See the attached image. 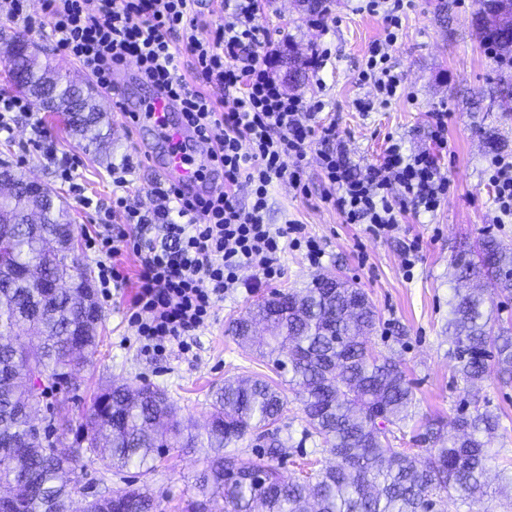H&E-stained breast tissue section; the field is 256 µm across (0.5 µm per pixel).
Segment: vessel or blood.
<instances>
[{
	"mask_svg": "<svg viewBox=\"0 0 512 512\" xmlns=\"http://www.w3.org/2000/svg\"><path fill=\"white\" fill-rule=\"evenodd\" d=\"M173 105L162 95L155 96L145 117L152 124L159 139L165 144V153L157 166L160 179L172 182L184 193L205 194L209 185L200 181L199 160L209 159L210 148L197 130L185 123L173 122Z\"/></svg>",
	"mask_w": 512,
	"mask_h": 512,
	"instance_id": "1",
	"label": "vessel or blood"
}]
</instances>
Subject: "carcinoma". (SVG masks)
Returning <instances> with one entry per match:
<instances>
[{
    "instance_id": "cac0c4a2",
    "label": "carcinoma",
    "mask_w": 512,
    "mask_h": 512,
    "mask_svg": "<svg viewBox=\"0 0 512 512\" xmlns=\"http://www.w3.org/2000/svg\"><path fill=\"white\" fill-rule=\"evenodd\" d=\"M475 33L495 55L512 60V10L499 0H477ZM21 39L13 37L6 51ZM11 77L29 82L58 100L70 131L101 151L106 116L84 85L55 75L44 80L37 63L13 52ZM48 198L28 196L21 187L0 197V490L26 492L22 512H69L81 494L84 462L103 469L135 466L147 473L174 448H208L211 456L199 477L201 498L188 512H432L442 497L469 505L487 494L485 448L502 428L501 417L479 405L457 410L445 422H421L417 441L427 455L392 448L393 427L401 425L416 394L398 360L375 353L369 336L379 314L365 291L347 280L327 284L318 278L308 288L275 291L232 322L231 335L250 343L244 327L266 322L271 309L288 302L277 333L257 342L259 356L277 372L290 375L308 434L327 447L334 463L315 477H285L278 458L282 445L255 458L225 463L224 447L248 435L278 430L284 390L264 375L226 383L212 395L211 423L205 434L177 419L165 391L143 384L131 390L108 387L96 393L84 421L66 419L40 430L26 408H38L47 391L75 386L77 375L98 351L101 309L86 266L52 242L73 238L63 207ZM460 281L449 301L448 354L455 374L472 390L494 366L497 377L512 381V321L486 308L485 292L512 296V246L488 236L476 258L453 256ZM31 267L45 281L67 284L60 290L38 288L18 275ZM73 442L61 450L68 434ZM154 496L129 482L87 502L84 512H155Z\"/></svg>"
}]
</instances>
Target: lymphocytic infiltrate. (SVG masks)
<instances>
[{"label":"lymphocytic infiltrate","mask_w":512,"mask_h":512,"mask_svg":"<svg viewBox=\"0 0 512 512\" xmlns=\"http://www.w3.org/2000/svg\"><path fill=\"white\" fill-rule=\"evenodd\" d=\"M195 0H0V19H23L28 32H49L96 81L111 89L125 66L138 79L165 93L183 121L198 127L212 145L214 165L224 176L210 194L190 197L158 182L151 205L130 202L128 166L112 169V184L132 231L104 229L97 247L98 284L123 287L128 277L115 261L123 248L139 259L137 292L129 318L149 348L185 346L187 337L207 325L226 293L245 287L244 272L255 284H272L283 275L280 253L300 225L265 221L269 196L278 184L304 192L302 161L314 143L327 180L324 194L347 223L365 225L380 236L398 223L396 204L416 212L435 211L448 190L430 152L404 155L389 145L379 162L354 173L333 128L316 129L313 113L322 101L288 94L275 73L279 51L259 24L258 0H224V19L212 38L198 36ZM394 35L374 42L367 62L376 90L393 98L400 81L383 62ZM194 60L192 75L181 70L182 54ZM221 88L225 106L217 108L205 90ZM247 199H240V188Z\"/></svg>","instance_id":"obj_1"}]
</instances>
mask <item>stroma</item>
<instances>
[{
    "mask_svg": "<svg viewBox=\"0 0 512 512\" xmlns=\"http://www.w3.org/2000/svg\"><path fill=\"white\" fill-rule=\"evenodd\" d=\"M323 5L333 19L325 28L314 25L312 14L297 0H258V19L280 47L277 74L286 91L321 96L325 108L318 116L319 124L335 123L337 142L344 145L351 164L359 170L379 160L392 139L400 141L407 154L430 148L427 113L448 110V151L439 158L440 175L449 184L447 197L432 213L405 208L397 227L376 239L364 225L346 223L324 201L326 184L318 155L309 152L302 164L308 196H299L284 184L276 186L267 221L300 224L307 236L321 242L325 251L321 264L309 265L301 251L285 249L279 255L283 277L271 286L226 293L214 308L213 321L197 332L187 352L173 348L157 356L144 351L127 314L136 291L138 259L132 250H123L118 262L129 281L111 298L99 300L101 341L97 354L82 369L76 390H56L47 396L48 404L66 414L72 424L82 422L97 391L114 382H128L164 388L181 417L204 426L213 389L229 379L272 373L255 352L228 335L230 321L272 291L305 288L326 275L342 276L368 294L380 317L370 343L378 352L395 355L413 386L417 404L402 427V448L423 453V445L414 440L420 422L450 418L467 399L448 355V302L456 286L450 259L489 235L512 244V218H502L490 179L493 159L512 158V112L500 97L502 85L512 83V63L496 61L476 40V0H413L400 19L398 41L389 60L407 92L384 102L362 75L370 44L385 36L382 15L365 10L362 0H324ZM17 34L40 49L42 60L90 88L106 113L112 142L106 154L92 151L70 136L60 114L40 115L57 156L80 157L76 178L86 195L111 203V170L127 160L133 165V200L150 203L157 183L155 164L137 152L135 139L125 136L123 127L125 112L144 110L152 98L151 88L129 73L117 94H110L64 56L49 36L27 32L22 22L5 21L0 22V97L19 93L5 53L6 39ZM315 47L327 50L329 58L324 67L313 70L306 67L305 60ZM490 133L502 138L501 146L488 144ZM29 137L30 129L23 120L12 136L0 135V163L41 180L58 194L73 225L83 263L95 267L96 257L85 246V233L98 223V213L77 203L68 183L56 177L53 165L28 146ZM415 241L421 246V257L408 272L403 267L404 252ZM479 397L500 414L504 426L487 448L486 464L494 475L504 460H512V383L489 374ZM279 427L286 442L281 460L284 475L298 474L309 463L318 469L328 464L330 455L325 447L305 434L306 422L294 393L286 395ZM206 455L203 448L173 451L147 474L132 466L117 475L90 463L82 472V481L103 495L121 486L123 480H133L154 490L157 512H185L194 495V477L204 467Z\"/></svg>",
    "mask_w": 512,
    "mask_h": 512,
    "instance_id": "35a3bbf8",
    "label": "stroma"
}]
</instances>
